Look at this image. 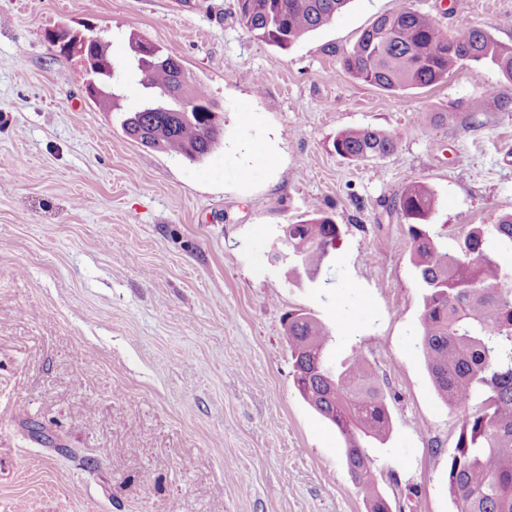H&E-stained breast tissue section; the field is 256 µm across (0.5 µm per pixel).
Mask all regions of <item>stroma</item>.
<instances>
[{"mask_svg": "<svg viewBox=\"0 0 512 512\" xmlns=\"http://www.w3.org/2000/svg\"><path fill=\"white\" fill-rule=\"evenodd\" d=\"M401 0H349L282 50L241 26L236 0H0V512H367L344 441L293 383L288 313L331 328L327 357L365 356L392 419L370 449L391 512H457L448 462L461 425L429 379L424 290L389 205L436 190L448 249L512 212V96L490 64L391 94L340 75V52ZM453 29L512 46V0H410ZM112 31L183 64L224 114L205 160L142 146L84 89L46 30ZM438 112L446 121L435 120ZM396 135L395 155L340 157L339 132ZM268 137L274 164L240 175L232 149ZM320 205L341 237L315 280L271 254Z\"/></svg>", "mask_w": 512, "mask_h": 512, "instance_id": "35a3bbf8", "label": "stroma"}]
</instances>
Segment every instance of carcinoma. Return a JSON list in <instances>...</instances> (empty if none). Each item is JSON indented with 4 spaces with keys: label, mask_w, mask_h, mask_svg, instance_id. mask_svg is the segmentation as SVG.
Returning a JSON list of instances; mask_svg holds the SVG:
<instances>
[{
    "label": "carcinoma",
    "mask_w": 512,
    "mask_h": 512,
    "mask_svg": "<svg viewBox=\"0 0 512 512\" xmlns=\"http://www.w3.org/2000/svg\"><path fill=\"white\" fill-rule=\"evenodd\" d=\"M349 0H237L246 31L280 49L331 22ZM128 74L152 92L121 121L126 134L140 129L157 137L143 146L170 151L191 161L209 157L223 126L212 121L217 108L207 90L191 82L195 105L167 95L180 60L152 42L130 38ZM85 54L94 66L111 62L108 41L92 40ZM466 62H485L512 82V47L487 30L460 21L456 33L403 2L378 16L340 58L349 78L397 93L435 85ZM506 108L512 97L484 88L466 102L483 110L486 98ZM397 138L371 128H350L336 136V153L354 162L396 154ZM439 197L424 181L406 185L392 210L406 225L412 263L426 293L420 316V351L438 398L462 411V425L448 468V492L458 512H512V267L499 255L512 253V213L491 226L474 224L450 253L430 231ZM341 236L339 225L317 204L307 218L288 225V251L304 255L305 276L317 278ZM288 346L294 384L302 398L336 427L344 441V462L355 483L368 493L367 512H390L377 489L368 449L385 443L392 430L386 397L367 361L349 357L336 369L326 359L330 330L307 312L288 315Z\"/></svg>",
    "instance_id": "obj_1"
}]
</instances>
